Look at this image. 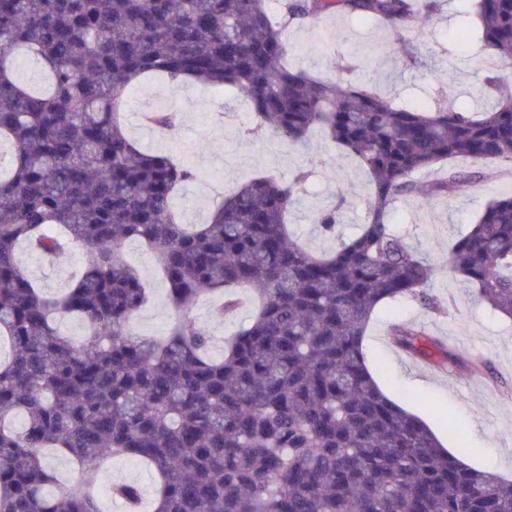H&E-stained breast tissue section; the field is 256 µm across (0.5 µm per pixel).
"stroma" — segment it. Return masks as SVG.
<instances>
[{
	"label": "stroma",
	"instance_id": "obj_1",
	"mask_svg": "<svg viewBox=\"0 0 512 512\" xmlns=\"http://www.w3.org/2000/svg\"><path fill=\"white\" fill-rule=\"evenodd\" d=\"M438 7L423 31H392L348 15L334 14L307 27L288 30L292 63L312 73L337 79L371 83L381 95L400 102L455 106L479 111L492 104L483 79L491 62L474 36L471 0H437ZM169 99L178 115L174 128L147 130L145 112ZM125 126L142 147L164 152L192 166L197 173L213 172L232 190L252 176L264 173L288 180L301 167L311 174L306 193L289 222L306 246L315 252L332 250L338 238L357 233L367 219L369 179L352 155L327 140L311 136L310 153L270 135H252V118L244 101L233 112L224 109L222 94L202 86L176 85L162 77L146 79L126 96ZM454 168L465 181L461 188L426 206L415 197L396 202L392 223L410 244L429 259L433 275L425 291L428 302L403 298L378 312L364 341L368 365L377 370L382 389L408 410L424 417L445 446H454L449 427L463 432L468 442L471 468H491L512 476V320L493 313L479 292L453 272L448 256L453 243L494 198L512 195V180L485 179L470 162L455 160ZM219 193L194 181L174 197V209L183 223H206L220 201ZM338 206L336 233L325 236L314 222L315 213ZM150 293L149 301L134 315L135 334H163L176 317L164 281L157 274L148 249L139 242L123 247ZM19 258L44 294L54 296L67 288L72 273L87 261L83 250L67 259L48 261L19 249ZM239 309L221 318L213 309L219 294L203 295L192 318L213 338L211 356L222 354L224 338L246 322L255 307L249 289L237 291ZM396 323L421 325L458 359L452 371L433 366L399 349L387 334ZM480 358L484 374L470 372L468 362ZM134 482L142 489L140 512H152L154 478L148 466L130 459H112L104 473L103 488Z\"/></svg>",
	"mask_w": 512,
	"mask_h": 512
}]
</instances>
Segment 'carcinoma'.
I'll return each instance as SVG.
<instances>
[{
    "instance_id": "carcinoma-1",
    "label": "carcinoma",
    "mask_w": 512,
    "mask_h": 512,
    "mask_svg": "<svg viewBox=\"0 0 512 512\" xmlns=\"http://www.w3.org/2000/svg\"><path fill=\"white\" fill-rule=\"evenodd\" d=\"M437 0H0V512H102L101 463H150L153 512H512V481L473 470L428 426L389 399L367 366L363 340L379 305L420 297L427 259L397 235L390 215L407 196L430 204L462 185L448 170L415 176L451 158L512 167V0H475L480 47L495 68L483 112L430 108L334 82L288 65L286 32L329 13L420 30ZM35 58L50 78L19 82L13 54ZM192 80L247 101L259 129L309 147L322 130L368 173L366 224L329 254L292 236L288 216L310 170L255 178L224 195L210 220L184 224L178 186L195 171L126 136V92L149 73ZM171 128L176 114L143 116ZM338 207L316 224L335 232ZM151 251L182 312L166 335L129 328L147 300L123 246ZM52 261L75 246L88 262L55 297L21 267L17 247ZM492 310L512 318V197L490 200L448 258ZM259 305L209 355L212 337L190 312L206 291L236 311L232 288ZM82 321L75 340L59 319ZM410 354L456 358L419 327H393ZM75 461L81 481L56 482L43 452ZM138 512L141 489L112 484Z\"/></svg>"
}]
</instances>
